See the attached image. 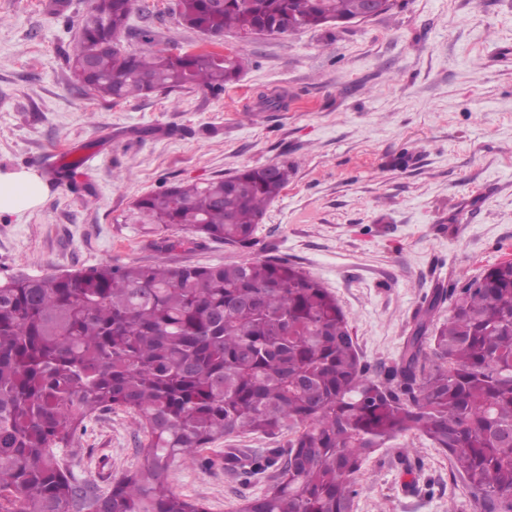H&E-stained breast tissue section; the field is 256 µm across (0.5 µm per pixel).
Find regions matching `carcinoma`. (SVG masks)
<instances>
[{"label":"carcinoma","instance_id":"carcinoma-1","mask_svg":"<svg viewBox=\"0 0 512 512\" xmlns=\"http://www.w3.org/2000/svg\"><path fill=\"white\" fill-rule=\"evenodd\" d=\"M136 0H94L73 46L74 80L114 104L156 91L223 90L242 60L173 55L148 31L120 42ZM364 0H177L204 34L284 35L352 22ZM291 168L271 163L134 203L156 245L185 228L247 250ZM448 317L434 321L439 300ZM122 407L145 436L142 467L89 495L57 450L92 415ZM292 434L264 461L276 482L240 512H351L355 475L416 432L461 467L478 512H512V263L429 302L398 360L369 374L332 294L274 256L232 264L112 265L0 281V512H206L174 494L177 459L218 439Z\"/></svg>","mask_w":512,"mask_h":512}]
</instances>
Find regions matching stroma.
<instances>
[{"mask_svg": "<svg viewBox=\"0 0 512 512\" xmlns=\"http://www.w3.org/2000/svg\"><path fill=\"white\" fill-rule=\"evenodd\" d=\"M173 0H137L121 43L147 30L183 53L204 38ZM363 23L260 35L226 34L242 58L221 91L157 92L112 104L81 94L66 54L94 0H0V170L35 169L47 195L0 214V279L104 262L233 263L221 243L158 251L133 214L141 196L285 162L287 187L267 208L253 256L276 255L318 279L346 312L371 372L391 367L434 294L512 260V0H395ZM276 109L257 111L261 98ZM69 153L90 160L58 178ZM241 433L176 461L175 494L206 512H239L273 471L224 467L287 448ZM124 408L97 414L58 454L75 481L108 492L143 463ZM352 512H475L448 452L416 433L388 441L355 477Z\"/></svg>", "mask_w": 512, "mask_h": 512, "instance_id": "stroma-1", "label": "stroma"}]
</instances>
